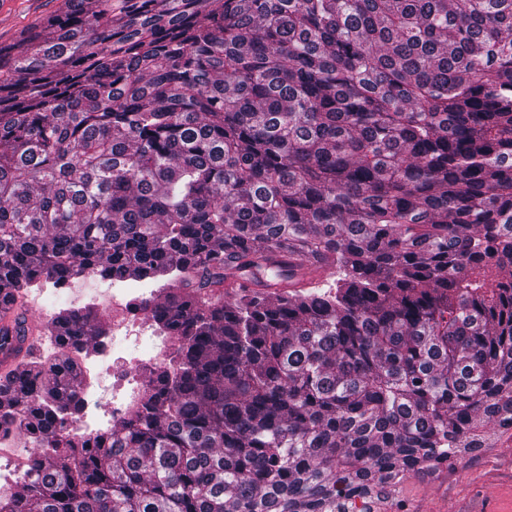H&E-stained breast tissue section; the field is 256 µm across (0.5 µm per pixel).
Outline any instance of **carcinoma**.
Instances as JSON below:
<instances>
[{"mask_svg": "<svg viewBox=\"0 0 512 512\" xmlns=\"http://www.w3.org/2000/svg\"><path fill=\"white\" fill-rule=\"evenodd\" d=\"M0 44V296L163 284L178 340L79 446L96 307L0 376V512H376L512 407V0H65ZM328 288H216L290 277ZM305 275H300L299 281H297V284H290L288 288H256L254 283L247 279V278H236L230 281H227L224 283V292H231L238 288H245V289H264V291L268 292H279V293H285L286 291H296L302 288V286L306 283H311L314 281L320 280L324 272L321 268H308L305 270ZM11 436L3 437L0 433V496L8 497L11 489L27 479L32 464V457L27 448ZM17 485L12 494L21 491Z\"/></svg>", "mask_w": 512, "mask_h": 512, "instance_id": "1", "label": "carcinoma"}]
</instances>
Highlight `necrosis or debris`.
Wrapping results in <instances>:
<instances>
[{
    "label": "necrosis or debris",
    "mask_w": 512,
    "mask_h": 512,
    "mask_svg": "<svg viewBox=\"0 0 512 512\" xmlns=\"http://www.w3.org/2000/svg\"><path fill=\"white\" fill-rule=\"evenodd\" d=\"M149 291L146 284L134 288L115 285L104 295L105 311L112 318L113 363L120 366L121 372L98 375L92 384L82 383L77 397L84 410L92 411L109 424L122 421L139 406L146 391L143 369L168 363L172 357L171 337L141 304L143 295ZM143 345L149 348L146 357L126 358V351ZM31 464V455L18 440L0 436L1 497H8L15 485L26 480Z\"/></svg>",
    "instance_id": "1"
}]
</instances>
